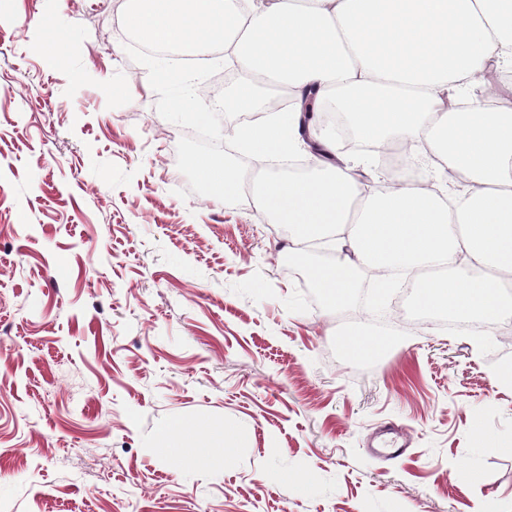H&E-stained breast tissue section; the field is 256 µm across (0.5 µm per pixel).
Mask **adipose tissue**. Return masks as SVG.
<instances>
[{
    "label": "adipose tissue",
    "mask_w": 512,
    "mask_h": 512,
    "mask_svg": "<svg viewBox=\"0 0 512 512\" xmlns=\"http://www.w3.org/2000/svg\"><path fill=\"white\" fill-rule=\"evenodd\" d=\"M123 22L146 46L223 48L244 73L224 109L264 113L234 128L253 163L204 158L198 176L286 225L294 254L345 237L350 255L311 269L329 310L350 302L363 266L411 276L423 313L512 319V97L487 107L469 94L488 66L512 68V0H130ZM310 86L370 150L305 175L273 171L302 140L264 96ZM391 149L430 163L433 178L369 189L357 165L380 171ZM450 170L463 180L453 195Z\"/></svg>",
    "instance_id": "1"
}]
</instances>
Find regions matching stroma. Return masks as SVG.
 I'll list each match as a JSON object with an SVG mask.
<instances>
[{"instance_id":"obj_1","label":"stroma","mask_w":512,"mask_h":512,"mask_svg":"<svg viewBox=\"0 0 512 512\" xmlns=\"http://www.w3.org/2000/svg\"><path fill=\"white\" fill-rule=\"evenodd\" d=\"M124 10L0 0V512H512V322L348 357L338 331L398 318L400 285L311 301L281 225L197 176L235 114L173 111ZM388 423L403 457L371 449ZM176 425L245 445L174 457Z\"/></svg>"}]
</instances>
